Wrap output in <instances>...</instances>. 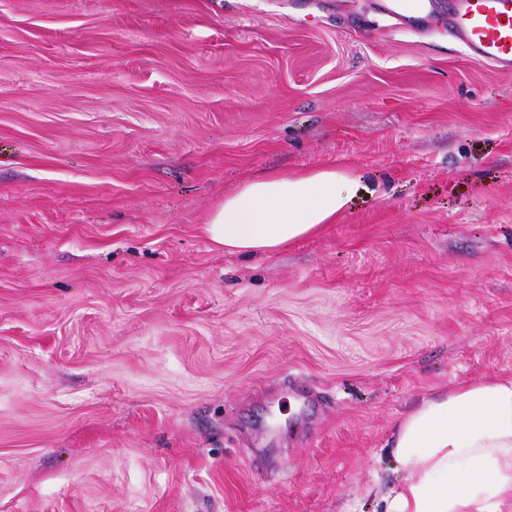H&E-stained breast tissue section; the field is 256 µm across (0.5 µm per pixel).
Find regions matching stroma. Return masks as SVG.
Wrapping results in <instances>:
<instances>
[{
	"mask_svg": "<svg viewBox=\"0 0 512 512\" xmlns=\"http://www.w3.org/2000/svg\"><path fill=\"white\" fill-rule=\"evenodd\" d=\"M385 0H0V512H382L421 400L512 372V76ZM321 234L203 225L271 173ZM358 187L334 165L255 179L224 198L204 232L224 252L270 255L334 224Z\"/></svg>",
	"mask_w": 512,
	"mask_h": 512,
	"instance_id": "1",
	"label": "stroma"
}]
</instances>
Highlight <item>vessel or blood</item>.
I'll return each instance as SVG.
<instances>
[{
	"mask_svg": "<svg viewBox=\"0 0 512 512\" xmlns=\"http://www.w3.org/2000/svg\"><path fill=\"white\" fill-rule=\"evenodd\" d=\"M429 5L430 0H389L385 9L408 21ZM449 24L469 55L512 73V0H456Z\"/></svg>",
	"mask_w": 512,
	"mask_h": 512,
	"instance_id": "b4317fda",
	"label": "vessel or blood"
}]
</instances>
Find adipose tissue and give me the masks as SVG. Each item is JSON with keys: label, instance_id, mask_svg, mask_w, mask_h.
<instances>
[{"label": "adipose tissue", "instance_id": "ef3b65f1", "mask_svg": "<svg viewBox=\"0 0 512 512\" xmlns=\"http://www.w3.org/2000/svg\"><path fill=\"white\" fill-rule=\"evenodd\" d=\"M359 187L343 169L271 175L225 197L204 232L225 252L273 254L322 232ZM403 478L384 512H512V373L424 399L389 441Z\"/></svg>", "mask_w": 512, "mask_h": 512}]
</instances>
